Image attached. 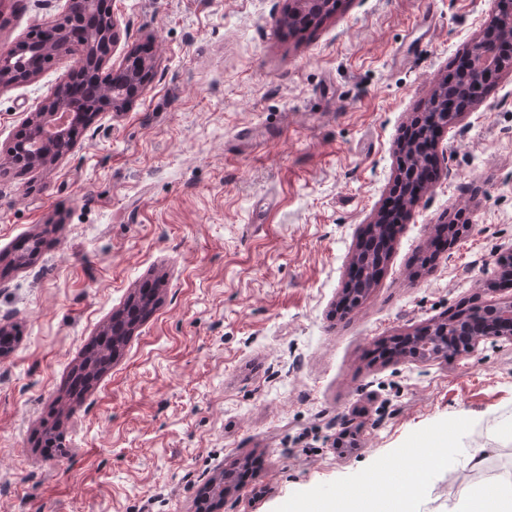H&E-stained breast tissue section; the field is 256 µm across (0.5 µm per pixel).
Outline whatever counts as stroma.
<instances>
[{"label":"stroma","mask_w":512,"mask_h":512,"mask_svg":"<svg viewBox=\"0 0 512 512\" xmlns=\"http://www.w3.org/2000/svg\"><path fill=\"white\" fill-rule=\"evenodd\" d=\"M69 0H19L0 52ZM111 0L101 73L152 58L141 94L21 174L16 134L72 73L0 89V512H333L378 462L425 446L412 512H456L512 476V340L386 355L472 305L512 300V64L443 130L439 177L360 305L353 254L385 207L405 128L492 20V0ZM469 229L439 249L444 223ZM34 261L11 265L32 239ZM155 305L79 395L71 380L143 288ZM62 445L45 453L43 435ZM487 462L473 469L470 454ZM259 461L243 481L209 486Z\"/></svg>","instance_id":"1"}]
</instances>
